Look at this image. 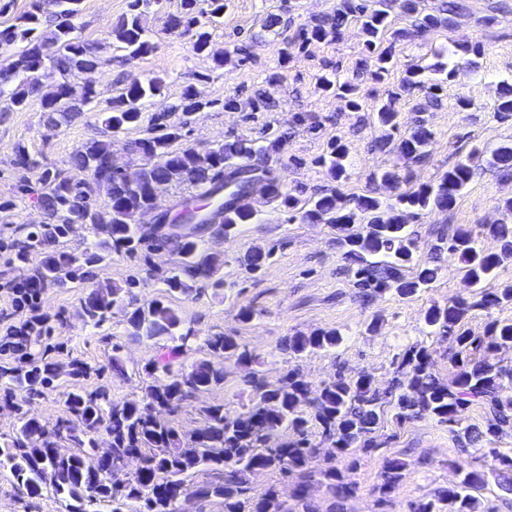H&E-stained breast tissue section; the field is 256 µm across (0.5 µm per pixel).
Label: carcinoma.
I'll return each instance as SVG.
<instances>
[{
    "mask_svg": "<svg viewBox=\"0 0 512 512\" xmlns=\"http://www.w3.org/2000/svg\"><path fill=\"white\" fill-rule=\"evenodd\" d=\"M159 0H129L127 12L111 26L107 39L125 52V59L143 58L154 53L157 45L147 35L144 16ZM393 0H337L333 14L307 22L291 46L300 50L329 36L341 39L352 22L361 24L366 36L365 60L373 64L372 76L380 80L389 72L394 59V43L414 34L434 29H449L459 9L458 0H442L438 11L424 13L417 0H403L402 8L414 15L412 28L393 29ZM82 0H31L30 10L13 23L0 28V47H18L12 63L0 68V112H22L38 102L46 114L47 125L58 129L69 125L84 112L104 115L109 136L91 139L77 147L63 162L65 170L46 169L38 185L19 181L17 193L29 196L42 209L45 219L32 225L25 238L10 242L0 239V251L10 252L9 264L25 271L21 285L34 298L48 288L83 281L87 270L100 265L114 253L130 258L143 255L148 240L137 233V211L153 205V192L162 185L190 183L204 189L205 206L212 209L216 224L212 231L229 236L256 214L248 193L228 192L225 187L233 175L252 166L268 180L266 199L290 213L301 214L310 224H331L336 228V244L342 251L354 286L368 298L386 291L411 296L436 282L441 274L442 253L458 255L465 277L473 285L466 297L444 304H433L424 320L429 333L449 342L448 360L453 368L448 378L440 376L432 351L421 343L408 345L393 361L392 377L381 386L369 374L348 376L335 372L314 387L296 368H290L275 381L268 380L257 367L260 357L235 336L224 333L204 338L206 356L190 367L176 365L177 358L194 337L181 332L177 311L161 300L140 303L134 289L139 282L130 278L123 285H97L81 301L84 322L100 327L110 320L115 309L123 313L127 336L135 340L164 338L170 342L167 353L145 367L150 383L140 400L114 402L104 388L86 392L79 388L68 394L67 412L80 418L83 428L60 419L48 427L24 409L28 399L40 394L57 377L51 354L62 349L54 341L55 327L46 315L10 333L0 344V352L20 358V362L0 360L3 397L11 400L15 390L28 398L11 407L19 415L20 426L5 443H0V469L13 471L28 495H40L48 482L67 502L69 512H90L88 507L108 502L112 512H123L127 502L138 503L137 512H175L178 499L188 491V481L207 470L210 479L195 486L200 498H218L224 512H319L310 491L320 486L332 496L331 512H347L346 503L354 496L355 484L349 470L336 465V459L356 452L372 454L383 445L378 431L389 418L398 427L421 418H430L450 427L461 425L471 407L478 405L488 419L485 429L466 428L469 441L489 442L512 431V365H504L496 356L512 350V320L490 319L483 331L467 327L468 315L490 312L512 304V288L494 289L489 283L497 269L512 258V198L501 205L505 218L488 227L495 248L484 247L473 231L462 225L441 235L429 246L430 260L423 263L419 244L408 224L414 218L451 211L460 193L471 182L474 171L462 159L443 171L431 184L401 190L410 182L409 170L393 165L371 176L390 190L380 199L372 195H346L340 188L301 202L283 190L265 161L276 144L263 138L235 137L216 145L186 146L172 149L183 138L182 127L166 123L173 108L161 102L162 82L131 74L122 87L102 101L92 85L82 93L71 91L78 74L112 65L102 56L99 42L74 35ZM224 0H181V10L168 17L167 29L193 38L198 53H211L216 64L223 55L213 51L211 33L205 25L223 15ZM456 50L466 56L465 64L478 68L476 58L482 47L467 41L456 42ZM452 65L436 63L427 69L412 65L385 100L374 106L377 121L385 133L378 148L414 163L430 158L432 130L425 121L394 138L397 130L396 100L405 92L419 89L428 103L437 101L442 89L441 74L451 77ZM56 71L55 89L43 91L39 72ZM324 90L346 101L352 112L363 109L359 84L337 72L323 74ZM214 102L199 98L194 85L186 86L177 108L185 113ZM150 116L147 136L132 148L143 158L131 163L125 173L112 168V134L129 126H138ZM493 111L501 121L512 119V78L499 81ZM493 165L505 177H512V142L500 144L492 153ZM346 150L335 141L328 154L318 160L332 180L346 178ZM103 194L98 202L94 193ZM90 225L96 234L93 247L84 253L82 263L71 253L54 249L56 243ZM155 238L172 245L178 261L166 280L170 292L189 297L197 291V282L212 279L223 260L200 250L190 234L168 229ZM269 254L260 248L246 252L241 264L249 271L262 267ZM339 330H317L297 334L285 341L295 357L314 350H330L340 345ZM252 367L249 386L254 398L244 412L230 414L224 405L200 408L202 424L184 432L169 420L155 417L159 412L173 414L181 403L196 392L221 386L231 368ZM331 440V451L321 454L312 441L313 432ZM103 435L112 441L108 457L96 452L97 439ZM489 453L501 466L500 486L512 494V454L497 448ZM135 464L130 481L114 486L108 479L117 464ZM458 472L454 486L442 489L432 498L411 506V512H479L474 492L487 483L486 471L469 460H453ZM408 462L401 457L382 460L375 486L382 504L394 494ZM277 470L294 481L292 501L288 502L274 486L259 495H249L250 477L263 470Z\"/></svg>",
    "mask_w": 512,
    "mask_h": 512,
    "instance_id": "cac0c4a2",
    "label": "carcinoma"
}]
</instances>
